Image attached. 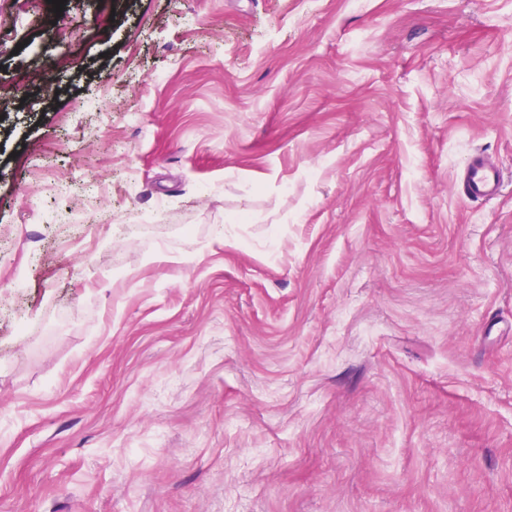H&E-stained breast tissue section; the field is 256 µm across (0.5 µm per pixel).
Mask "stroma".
<instances>
[{
	"label": "stroma",
	"mask_w": 512,
	"mask_h": 512,
	"mask_svg": "<svg viewBox=\"0 0 512 512\" xmlns=\"http://www.w3.org/2000/svg\"><path fill=\"white\" fill-rule=\"evenodd\" d=\"M0 512H512V0H0ZM503 177L489 164L483 151H474L466 159L457 182L458 192L473 202H490L501 192Z\"/></svg>",
	"instance_id": "obj_1"
}]
</instances>
